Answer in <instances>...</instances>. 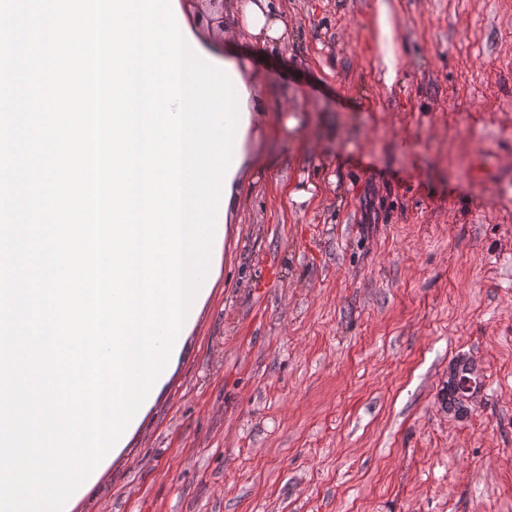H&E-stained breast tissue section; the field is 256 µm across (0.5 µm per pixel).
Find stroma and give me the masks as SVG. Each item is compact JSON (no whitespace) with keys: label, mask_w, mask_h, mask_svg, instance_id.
I'll return each instance as SVG.
<instances>
[{"label":"stroma","mask_w":512,"mask_h":512,"mask_svg":"<svg viewBox=\"0 0 512 512\" xmlns=\"http://www.w3.org/2000/svg\"><path fill=\"white\" fill-rule=\"evenodd\" d=\"M277 4L294 42L246 57L265 168L168 391L73 512H512V0ZM469 381H473L475 390L466 387ZM481 387L480 373L475 361L469 357L460 356L455 359L448 368V383L443 391V403L448 406V412L455 416H464L467 413V397H471Z\"/></svg>","instance_id":"obj_1"}]
</instances>
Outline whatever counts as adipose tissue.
I'll return each mask as SVG.
<instances>
[{"mask_svg": "<svg viewBox=\"0 0 512 512\" xmlns=\"http://www.w3.org/2000/svg\"><path fill=\"white\" fill-rule=\"evenodd\" d=\"M228 22L223 39H215L193 31L192 36L207 56L230 64L235 77L245 86L247 95V124L255 126L260 115L259 96L263 79L257 74H248L247 68L233 48V36L243 35L254 45L262 48H286L293 39L287 20L275 8L271 0H228Z\"/></svg>", "mask_w": 512, "mask_h": 512, "instance_id": "obj_1", "label": "adipose tissue"}]
</instances>
